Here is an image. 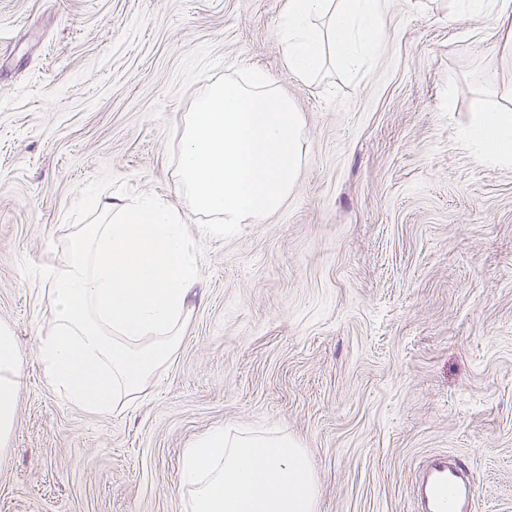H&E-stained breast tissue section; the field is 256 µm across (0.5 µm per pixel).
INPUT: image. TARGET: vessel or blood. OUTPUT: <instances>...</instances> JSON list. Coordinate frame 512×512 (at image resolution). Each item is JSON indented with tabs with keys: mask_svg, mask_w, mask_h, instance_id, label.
Here are the masks:
<instances>
[{
	"mask_svg": "<svg viewBox=\"0 0 512 512\" xmlns=\"http://www.w3.org/2000/svg\"><path fill=\"white\" fill-rule=\"evenodd\" d=\"M478 492L474 475L463 464L436 454L414 483L412 512H471Z\"/></svg>",
	"mask_w": 512,
	"mask_h": 512,
	"instance_id": "b4317fda",
	"label": "vessel or blood"
}]
</instances>
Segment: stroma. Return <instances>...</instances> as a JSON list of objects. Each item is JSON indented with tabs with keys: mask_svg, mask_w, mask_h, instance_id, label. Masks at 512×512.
<instances>
[{
	"mask_svg": "<svg viewBox=\"0 0 512 512\" xmlns=\"http://www.w3.org/2000/svg\"><path fill=\"white\" fill-rule=\"evenodd\" d=\"M285 0H0V325L25 359L0 512H188L183 448L214 427L305 448L318 512H410L419 461L464 458L473 512H512V166L460 131L512 87V18L385 0L379 49L302 80ZM247 67L302 114L281 209L198 241L203 295L109 414L33 359L96 195L198 224L169 151L194 98Z\"/></svg>",
	"mask_w": 512,
	"mask_h": 512,
	"instance_id": "35a3bbf8",
	"label": "stroma"
}]
</instances>
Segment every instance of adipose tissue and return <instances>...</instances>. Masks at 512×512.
I'll return each mask as SVG.
<instances>
[{"label":"adipose tissue","mask_w":512,"mask_h":512,"mask_svg":"<svg viewBox=\"0 0 512 512\" xmlns=\"http://www.w3.org/2000/svg\"><path fill=\"white\" fill-rule=\"evenodd\" d=\"M283 61L306 78L324 56L352 66L382 37L381 0H286ZM462 136L483 163L512 165V110L477 113ZM194 238L165 204L105 206L83 225L64 270L48 269L57 327L35 358L51 384L83 409L107 413L119 391L142 388L180 342L179 323L200 282ZM21 353L0 326V443L16 422Z\"/></svg>","instance_id":"obj_1"}]
</instances>
